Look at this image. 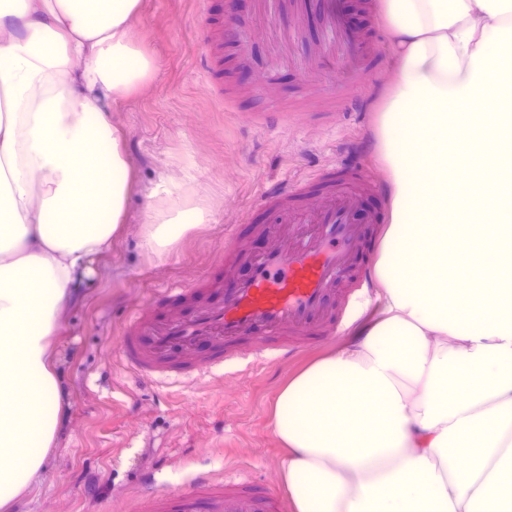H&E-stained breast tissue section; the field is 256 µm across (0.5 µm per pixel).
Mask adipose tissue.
Here are the masks:
<instances>
[{"instance_id":"adipose-tissue-1","label":"adipose tissue","mask_w":512,"mask_h":512,"mask_svg":"<svg viewBox=\"0 0 512 512\" xmlns=\"http://www.w3.org/2000/svg\"><path fill=\"white\" fill-rule=\"evenodd\" d=\"M141 0H0V512L39 484L58 424L54 338L134 189L108 107L151 75ZM397 66L380 110L390 218L372 313L274 402L291 512H512V224L483 194L512 170V0H380ZM144 245L208 223L160 172ZM472 212L480 230L449 225Z\"/></svg>"}]
</instances>
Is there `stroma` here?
Wrapping results in <instances>:
<instances>
[{
  "mask_svg": "<svg viewBox=\"0 0 512 512\" xmlns=\"http://www.w3.org/2000/svg\"><path fill=\"white\" fill-rule=\"evenodd\" d=\"M377 35L372 63L346 66L347 45L331 36L309 0H142L135 42L155 69L140 89L112 107L126 132V154L143 187L129 196L121 237L94 259L64 308L55 338L60 418L37 492L14 512H39L48 498L62 512H104L105 499L130 504L136 481L185 486L200 472L245 475L284 493L283 446L271 420L289 377L335 348L348 329L285 362L230 363L223 378L170 384L136 376L119 357L124 283L141 297L161 284L201 273L224 235L254 199L288 180L310 179L352 153L379 166L378 115L397 56L379 15L365 0ZM211 37L224 96L202 75L201 41ZM252 113L244 122L240 110ZM275 112L287 136L265 127ZM180 179L179 196L206 194L208 223L160 259L143 245L144 193L160 170Z\"/></svg>",
  "mask_w": 512,
  "mask_h": 512,
  "instance_id": "obj_1",
  "label": "stroma"
}]
</instances>
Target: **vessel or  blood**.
Returning a JSON list of instances; mask_svg holds the SVG:
<instances>
[{
	"instance_id": "1",
	"label": "vessel or blood",
	"mask_w": 512,
	"mask_h": 512,
	"mask_svg": "<svg viewBox=\"0 0 512 512\" xmlns=\"http://www.w3.org/2000/svg\"><path fill=\"white\" fill-rule=\"evenodd\" d=\"M319 11L351 46V66L374 48L368 16L352 0H319ZM385 188L349 159L309 180L263 191L223 251L187 285L138 296L124 321L120 354L130 370L157 382L196 379L230 361L264 353L285 359L335 336L349 288L371 280L367 260ZM144 512H285L282 500L249 482L200 473L188 489L150 493Z\"/></svg>"
}]
</instances>
